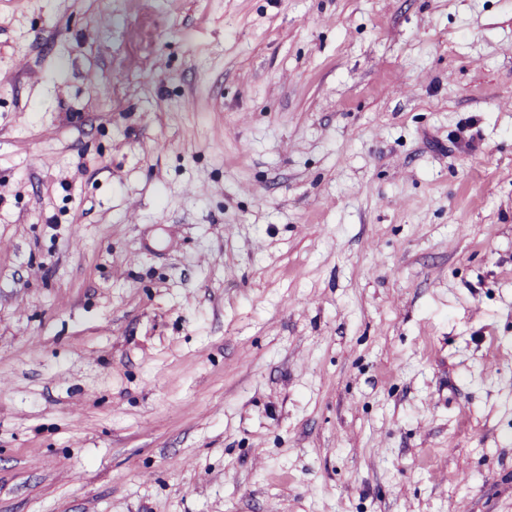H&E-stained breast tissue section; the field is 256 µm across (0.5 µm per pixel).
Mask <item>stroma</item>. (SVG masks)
Instances as JSON below:
<instances>
[{
	"mask_svg": "<svg viewBox=\"0 0 512 512\" xmlns=\"http://www.w3.org/2000/svg\"><path fill=\"white\" fill-rule=\"evenodd\" d=\"M512 512V0H0V512Z\"/></svg>",
	"mask_w": 512,
	"mask_h": 512,
	"instance_id": "35a3bbf8",
	"label": "stroma"
}]
</instances>
